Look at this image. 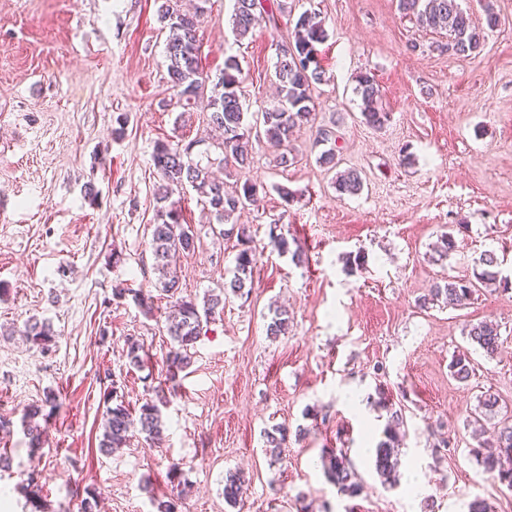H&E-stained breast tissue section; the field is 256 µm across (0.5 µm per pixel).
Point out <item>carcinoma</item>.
I'll return each instance as SVG.
<instances>
[{"mask_svg": "<svg viewBox=\"0 0 512 512\" xmlns=\"http://www.w3.org/2000/svg\"><path fill=\"white\" fill-rule=\"evenodd\" d=\"M208 0H199L195 11L183 12L172 3L162 0L158 16L164 27L169 29L166 44L167 83L185 107H190L204 95L207 84H212L207 100L208 124L222 131V141L216 143L222 161L233 162L240 167L250 163L253 143H265L276 153V162L286 166L290 159L288 147L296 127L313 120L314 86L326 81V71L321 65L319 53L328 33L325 23L316 13L304 11L294 22L291 38L286 40L288 48L277 55L274 77L278 84L280 103L256 113L253 121L245 116L239 88L241 68L236 57L224 60V69L217 80L212 82L201 67L200 41L197 35L199 19L205 13ZM398 9L405 16H411L416 23L433 31L448 32V51L458 56H470L484 44V28L498 25V16L493 6L485 7L486 27L472 21L469 13L463 10L458 0H398ZM292 10L286 0H235L233 30L238 37L252 32L257 18L266 15L268 23L279 29L280 19H290ZM357 93L362 100L361 115L366 124L381 127L388 121V113L379 107L381 92L374 77L361 73L357 76ZM192 144L172 145L158 141L154 145L152 162L158 181L154 188L156 219L150 225L149 242L152 270L157 277L155 286L161 294L172 302V310L164 321V330L171 346L163 361L162 378L152 387V396L145 399L137 408L122 400L106 406L103 413L102 434L99 451L103 454L114 448L127 446L131 439L140 434L145 439L157 438L163 430L162 407L169 403L168 395L175 391L179 373L191 364L193 349L199 337L208 330V325L224 311V299L233 295H249L257 265L256 249L251 246L252 238L245 224H233L223 235L236 232L241 245L236 256L233 277L224 282L219 290H212L202 300L182 295L180 276L173 259L180 254L195 251L196 235L187 224L181 199L177 194L184 187L191 186L203 202L210 207L217 223L226 225L235 213L258 201L256 185L245 182L234 192H224V183L212 176V162L202 163L190 158ZM318 162L329 170L336 171L334 187L339 195H356L363 188L360 174L354 169L336 170V146L321 152ZM278 225H270V240L278 252L292 255V260L302 262L300 246H291L286 237L277 232ZM498 258L493 252H486L480 259L481 271L470 277L451 278L437 283L431 289V300L443 296L457 304H464L483 288L495 284L508 287V280L500 278ZM131 296L134 304L142 312L154 311V296L143 289L123 288L115 293L122 298ZM291 318L285 309L272 311L266 332L269 336L288 334ZM27 341L45 350L54 343V331L46 321L30 320L25 328ZM466 336L478 349L489 357L496 354L502 344L499 325L492 320H482L469 325ZM143 345L138 340H127L126 356L129 364L142 368L145 365L142 355ZM451 375L460 382L468 381L473 366L466 355H457L449 363ZM501 410L499 397L487 393L480 399L475 410V421L491 419ZM42 407L32 405L24 416L29 448L37 451L42 445V429L36 418ZM402 410H390L388 423L383 430V439L375 448L374 468L383 483L397 484L399 464L398 452L404 437ZM270 454L278 458L288 443V428L277 426L265 433ZM480 458L484 470L496 476L499 482L512 488V426L502 427L491 442H485L473 450ZM322 464L328 480L341 494L357 498L363 492V484L347 454L324 451ZM21 493L33 507L32 512H46L47 507L41 496L40 477L30 474L26 483L20 486ZM244 493L241 476L230 473L224 479V500L232 507L239 504Z\"/></svg>", "mask_w": 512, "mask_h": 512, "instance_id": "obj_1", "label": "carcinoma"}]
</instances>
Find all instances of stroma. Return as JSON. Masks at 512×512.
<instances>
[{
  "label": "stroma",
  "instance_id": "35a3bbf8",
  "mask_svg": "<svg viewBox=\"0 0 512 512\" xmlns=\"http://www.w3.org/2000/svg\"><path fill=\"white\" fill-rule=\"evenodd\" d=\"M491 2L498 25L478 53L459 57L445 49L447 32L419 27L398 0H294L293 13H318L328 31L316 119L296 130L288 167L258 147L249 167L219 171L225 189H259L233 217L259 255L251 293L226 299L196 343L162 410L161 439L103 455L110 387L138 406L170 348L166 299L147 315L113 295L155 288L153 146L211 150L206 111L177 104L168 88L157 0H0V416L10 421L0 449L12 459L0 472V512H30L19 486L32 473L49 512H81L78 486L96 490V512H155L152 498L172 493L174 463L178 512H468L477 497L512 512V490L468 453L481 395L502 406L488 430L512 422V289H483L462 306L428 299L435 282L472 275L487 251L512 279V0ZM233 4L209 0L202 66L215 78L236 57L242 102L255 113L276 103L270 77L287 31L259 25L238 39ZM365 72L390 116L380 128L360 115ZM322 129L339 169L359 172V195L338 197L320 166ZM182 198L196 248L178 262L181 289L200 298L232 277L239 246L213 232L195 190ZM273 224L303 247L304 264L272 246ZM448 231L457 248L441 257ZM357 253L364 265L347 270ZM280 305L292 323L272 339L269 310ZM33 318L52 325L49 350L26 340ZM482 320L499 324L501 350L474 353L470 381L458 382L448 365L468 346L467 325ZM131 337L149 354L143 368L128 364ZM49 393L60 405L41 420L33 452L22 418ZM383 397L405 420L392 488L374 469ZM277 425L307 431L279 459L264 438ZM340 448L363 479L355 499L321 465L323 450ZM230 471L246 486L234 507L224 500Z\"/></svg>",
  "mask_w": 512,
  "mask_h": 512
}]
</instances>
